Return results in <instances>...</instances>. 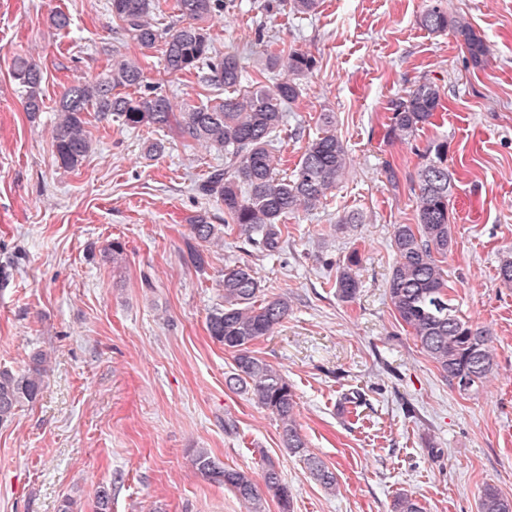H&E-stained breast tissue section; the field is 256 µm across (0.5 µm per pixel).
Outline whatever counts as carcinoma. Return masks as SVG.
<instances>
[{
    "instance_id": "1",
    "label": "carcinoma",
    "mask_w": 512,
    "mask_h": 512,
    "mask_svg": "<svg viewBox=\"0 0 512 512\" xmlns=\"http://www.w3.org/2000/svg\"><path fill=\"white\" fill-rule=\"evenodd\" d=\"M177 7L179 19L163 24L159 0L107 2L120 31L138 46L149 49L162 45L164 68L169 74H193L201 84L224 93L176 111L166 96L153 92L139 62L122 57L106 73L81 81L63 94L56 116L55 159L62 167L75 169L89 156L92 143L85 114L91 110L114 116L134 130L174 127L221 156V162L197 184L196 191L224 206V223L211 224L202 214L190 220L191 264L204 267L205 248L220 242L226 228L264 255L275 256L284 244L280 228L284 218L300 211L309 213L324 203L347 171L348 152L336 135L334 113L322 112L320 131L308 142L291 174L277 177L276 145L288 106L300 96L302 82L316 60L300 49L266 50L263 23L257 25L253 40L221 52L214 47L204 22L230 9L248 14L257 11L266 17L287 9L294 15L310 16L319 8V0H177ZM421 25L432 33H452L462 42L473 66L485 65L488 50L484 40L468 21L448 16L440 0H434L424 12ZM13 78L24 93L26 111H42L38 65L18 59ZM130 87L136 89L135 94L120 92ZM439 106V85L427 79L418 82L406 96L391 102L388 137L410 142L419 129L433 124ZM447 154L446 141L435 140L426 150L427 162L418 171L417 223L393 225L391 245L396 262L386 288L394 311L410 328L421 350L450 385L468 393L492 371L494 353L490 330L463 319L448 296L442 266L453 244ZM360 264L361 257L353 251L336 272L334 287L343 301H351L359 293ZM221 287L224 302L209 313L207 329L212 339L234 353V371L227 377V385L251 394L259 405L276 414L285 447L304 454L313 478L324 489L335 490L333 470L319 457L305 453L307 444L294 418L292 385L251 350L255 341L272 335L288 316V298L258 300L260 281L248 264L224 271ZM49 362L48 354L37 350L24 368L0 369V425L12 422L18 407L36 401L45 386ZM193 464L209 481L231 489L247 512H265V498L250 472L224 468L205 448L195 450ZM263 480L282 512H291L288 485L271 461L265 466ZM393 512H423V506L403 493L395 500ZM479 512H512V500L487 486L480 497Z\"/></svg>"
}]
</instances>
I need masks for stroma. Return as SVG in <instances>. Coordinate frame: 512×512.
Segmentation results:
<instances>
[{
  "label": "stroma",
  "instance_id": "35a3bbf8",
  "mask_svg": "<svg viewBox=\"0 0 512 512\" xmlns=\"http://www.w3.org/2000/svg\"><path fill=\"white\" fill-rule=\"evenodd\" d=\"M429 3L321 0L312 16L268 22L273 50L316 59L280 134L284 159L297 163L331 112L350 165L321 209L285 221L278 261L228 235L198 269L182 257L187 219L224 221L223 206L196 191L217 153L90 112L92 151L67 170L53 130L66 89L106 72L116 51L175 105L199 104L211 88L167 74L160 48L124 36L106 0H0V368L23 367L39 348L53 354L36 402L0 427V512H60L67 498L95 512L101 484L111 512H245L196 469L198 448L257 480L273 461L293 512H392L400 493L424 512H478L488 485L512 499V288L497 274L512 251V0H442L485 41L481 68L453 35L421 26ZM55 10L69 28L50 26ZM206 27L221 50L251 40L256 22L232 11ZM19 57L43 73L33 118L11 76ZM423 78L441 88L433 125L410 143L388 141L391 101ZM155 139L165 151L150 160ZM434 139L448 143L453 183L449 294L494 340L493 370L469 394L421 351L386 290L392 227L417 221V172ZM351 211L362 223H341ZM115 241L125 246L116 264L103 257ZM354 250L361 288L344 302L334 281ZM243 262L261 297L291 303L253 351L292 385L296 422L334 470L335 492L284 447L275 414L225 383L234 355L206 319L222 302L225 270Z\"/></svg>",
  "mask_w": 512,
  "mask_h": 512
}]
</instances>
